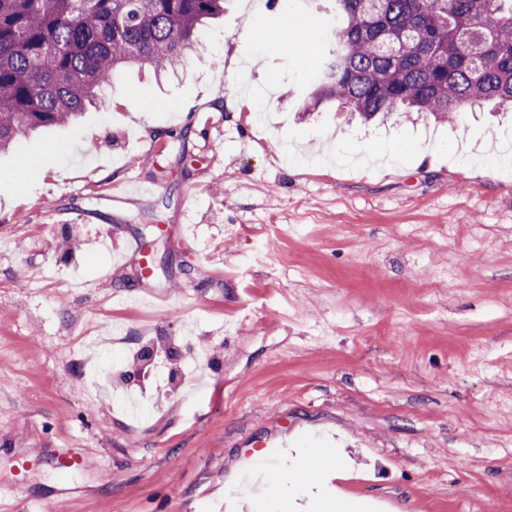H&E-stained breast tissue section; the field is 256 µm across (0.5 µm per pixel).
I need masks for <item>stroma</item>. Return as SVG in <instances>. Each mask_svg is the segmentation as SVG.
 Returning <instances> with one entry per match:
<instances>
[{"instance_id": "35a3bbf8", "label": "stroma", "mask_w": 512, "mask_h": 512, "mask_svg": "<svg viewBox=\"0 0 512 512\" xmlns=\"http://www.w3.org/2000/svg\"><path fill=\"white\" fill-rule=\"evenodd\" d=\"M322 8L224 0L176 72H116L77 121L0 154V468L29 462L0 512H210L247 496L242 456L289 437L401 512H512V117L299 116L316 46L240 36L286 10L324 29ZM234 52L250 93L215 63ZM130 179L140 194L109 200ZM133 238L150 279L112 264ZM151 337L182 352L153 361V392L184 395L135 420L93 371Z\"/></svg>"}]
</instances>
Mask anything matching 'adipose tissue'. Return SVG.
<instances>
[{
  "instance_id": "1",
  "label": "adipose tissue",
  "mask_w": 512,
  "mask_h": 512,
  "mask_svg": "<svg viewBox=\"0 0 512 512\" xmlns=\"http://www.w3.org/2000/svg\"><path fill=\"white\" fill-rule=\"evenodd\" d=\"M269 454L266 448L253 450L236 469V479L249 484L252 507L266 503L270 493L280 489L287 493L283 512H379L374 503L352 497L340 487L347 469L337 464L329 449L286 448L276 469L258 467V459Z\"/></svg>"
}]
</instances>
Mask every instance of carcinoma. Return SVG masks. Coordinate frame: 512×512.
Masks as SVG:
<instances>
[{
  "mask_svg": "<svg viewBox=\"0 0 512 512\" xmlns=\"http://www.w3.org/2000/svg\"><path fill=\"white\" fill-rule=\"evenodd\" d=\"M336 36L309 112L335 100L370 120L438 122L512 106V0H331ZM224 0H0V151L82 114L127 66L174 70Z\"/></svg>",
  "mask_w": 512,
  "mask_h": 512,
  "instance_id": "obj_1",
  "label": "carcinoma"
}]
</instances>
